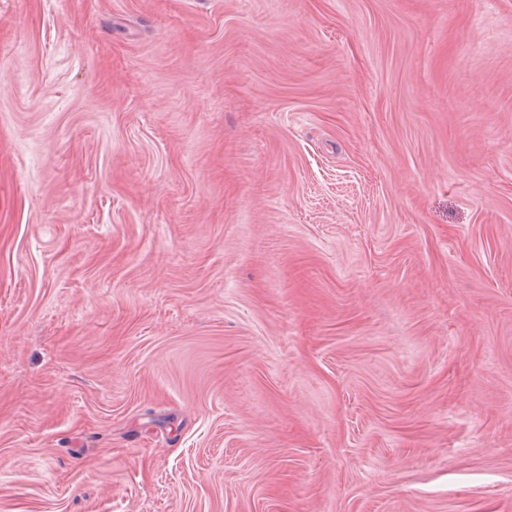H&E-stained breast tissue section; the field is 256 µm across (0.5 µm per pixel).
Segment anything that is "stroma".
<instances>
[{
    "instance_id": "stroma-1",
    "label": "stroma",
    "mask_w": 512,
    "mask_h": 512,
    "mask_svg": "<svg viewBox=\"0 0 512 512\" xmlns=\"http://www.w3.org/2000/svg\"><path fill=\"white\" fill-rule=\"evenodd\" d=\"M0 512H512V0H0Z\"/></svg>"
}]
</instances>
